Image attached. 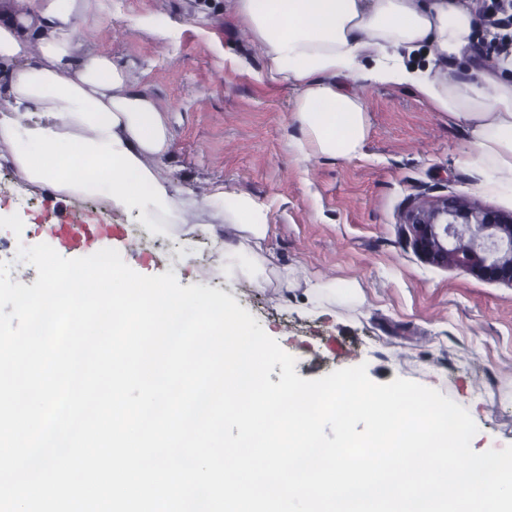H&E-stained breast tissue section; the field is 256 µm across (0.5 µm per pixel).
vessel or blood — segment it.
Masks as SVG:
<instances>
[{"instance_id":"vessel-or-blood-1","label":"vessel or blood","mask_w":512,"mask_h":512,"mask_svg":"<svg viewBox=\"0 0 512 512\" xmlns=\"http://www.w3.org/2000/svg\"><path fill=\"white\" fill-rule=\"evenodd\" d=\"M59 246L69 251H82L93 246L101 237L115 234L112 224H93L69 204H54L43 210L39 221Z\"/></svg>"}]
</instances>
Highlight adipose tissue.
<instances>
[{
  "mask_svg": "<svg viewBox=\"0 0 512 512\" xmlns=\"http://www.w3.org/2000/svg\"><path fill=\"white\" fill-rule=\"evenodd\" d=\"M101 0H0V160L54 199L102 196L108 210L160 231L178 226L273 265L267 212L224 204L163 176L171 116L127 67L77 38ZM236 24L263 52L260 81L292 93L297 158L359 156L367 106L349 84L405 86L465 127L484 188L512 192V57L463 75L479 20L468 0H233Z\"/></svg>",
  "mask_w": 512,
  "mask_h": 512,
  "instance_id": "ef3b65f1",
  "label": "adipose tissue"
}]
</instances>
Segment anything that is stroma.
I'll return each instance as SVG.
<instances>
[{
    "instance_id": "1",
    "label": "stroma",
    "mask_w": 512,
    "mask_h": 512,
    "mask_svg": "<svg viewBox=\"0 0 512 512\" xmlns=\"http://www.w3.org/2000/svg\"><path fill=\"white\" fill-rule=\"evenodd\" d=\"M113 60L131 68L141 87L172 115L170 176L197 193L224 187L227 199L249 196L267 208L277 269L334 279L336 295L305 300L301 292L259 288L247 258L224 273L204 236L159 232L111 216L112 248L142 275L175 272L181 286L198 284L236 299L296 360L304 379L366 364L377 383L404 378L432 386L464 407L478 427L475 447L512 445V286L485 281L455 266L425 263L406 240L401 217L416 202L445 195L512 212V198L483 188L462 127L431 111L408 89L362 88L368 136L361 157L296 159L301 138L290 91L259 82L263 60L232 16L231 0H104L95 30ZM16 170L0 163V261L24 285L34 266L19 246L45 242L29 222L48 204L38 186L20 188ZM359 285L363 297L348 296Z\"/></svg>"
}]
</instances>
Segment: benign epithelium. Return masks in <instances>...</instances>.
Returning a JSON list of instances; mask_svg holds the SVG:
<instances>
[{
  "instance_id": "obj_1",
  "label": "benign epithelium",
  "mask_w": 512,
  "mask_h": 512,
  "mask_svg": "<svg viewBox=\"0 0 512 512\" xmlns=\"http://www.w3.org/2000/svg\"><path fill=\"white\" fill-rule=\"evenodd\" d=\"M407 240L427 263L453 265L487 281L512 286V213L482 207L460 196L426 200L403 218ZM470 231L460 236L459 226Z\"/></svg>"
}]
</instances>
